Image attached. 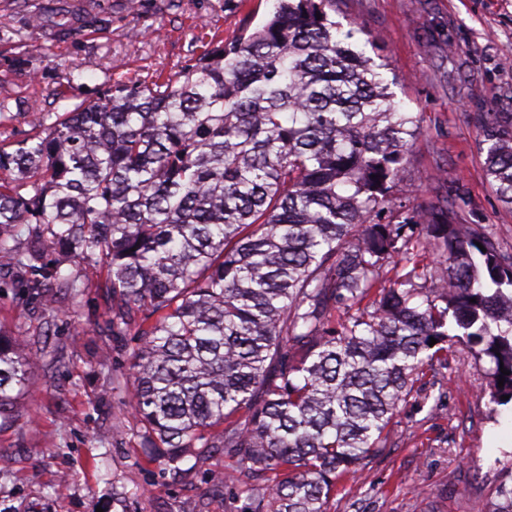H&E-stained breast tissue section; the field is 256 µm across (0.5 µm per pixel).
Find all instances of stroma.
<instances>
[{
    "mask_svg": "<svg viewBox=\"0 0 512 512\" xmlns=\"http://www.w3.org/2000/svg\"><path fill=\"white\" fill-rule=\"evenodd\" d=\"M56 25L31 27L47 3ZM70 0H0V103L11 112L0 141L21 140L35 113L96 101L104 85L176 74L217 39L259 24L272 0H99L107 19L67 20ZM334 20L363 27L358 46L386 78L401 109L422 119L403 173L408 206L435 204L440 170L512 252V210L488 183L474 112H512V0H337ZM70 23L61 37L56 26ZM78 301L55 291L34 303L0 273V325L30 340L33 391L0 431V512H240L255 482L224 453L163 471L139 452L128 404L131 342L102 335L109 302L101 268L80 266ZM485 361L462 343L425 370L367 476L343 480L327 512H473L512 481V404L490 398ZM224 476L216 486L212 474Z\"/></svg>",
    "mask_w": 512,
    "mask_h": 512,
    "instance_id": "stroma-1",
    "label": "stroma"
}]
</instances>
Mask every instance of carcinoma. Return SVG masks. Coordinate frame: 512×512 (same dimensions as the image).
<instances>
[{"instance_id":"carcinoma-1","label":"carcinoma","mask_w":512,"mask_h":512,"mask_svg":"<svg viewBox=\"0 0 512 512\" xmlns=\"http://www.w3.org/2000/svg\"><path fill=\"white\" fill-rule=\"evenodd\" d=\"M329 9L336 0H273L182 79L114 82L0 144V270L50 307L53 286L79 296L89 284L49 250L102 265L100 329L134 342L141 453L177 473L224 450L263 480L243 512H327L454 343L490 358L491 401L512 402V254L451 185L443 204L383 221L402 206L394 188L422 127L358 48L362 28ZM471 119L486 179L512 208V112ZM414 227L439 261L386 287L382 262L411 261L399 241ZM34 360L0 328V430ZM476 512H512V487Z\"/></svg>"}]
</instances>
